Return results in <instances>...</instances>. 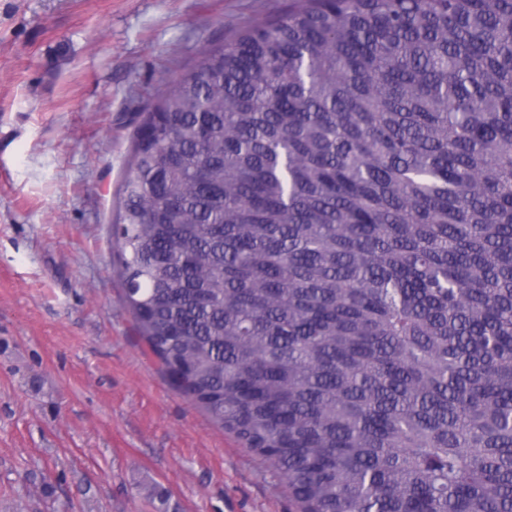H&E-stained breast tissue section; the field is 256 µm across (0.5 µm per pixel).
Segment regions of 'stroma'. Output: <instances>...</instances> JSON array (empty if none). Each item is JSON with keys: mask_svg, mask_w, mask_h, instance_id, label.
I'll return each instance as SVG.
<instances>
[{"mask_svg": "<svg viewBox=\"0 0 512 512\" xmlns=\"http://www.w3.org/2000/svg\"><path fill=\"white\" fill-rule=\"evenodd\" d=\"M292 0H0V512H295L136 336L112 221L133 134Z\"/></svg>", "mask_w": 512, "mask_h": 512, "instance_id": "1", "label": "stroma"}]
</instances>
